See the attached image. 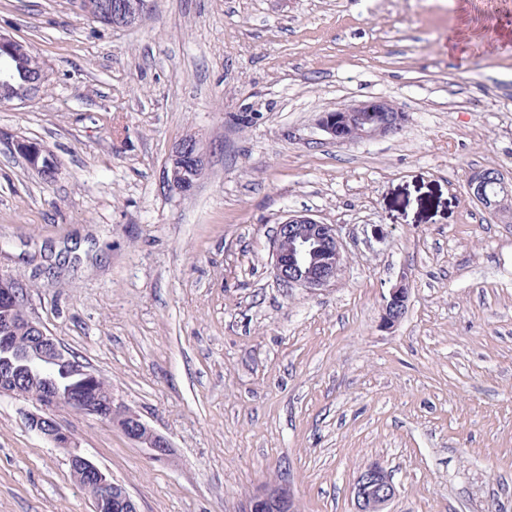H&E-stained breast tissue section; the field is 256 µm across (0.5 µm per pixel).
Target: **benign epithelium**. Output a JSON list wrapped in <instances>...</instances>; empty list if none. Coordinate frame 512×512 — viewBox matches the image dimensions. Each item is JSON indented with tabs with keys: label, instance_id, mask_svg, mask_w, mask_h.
Listing matches in <instances>:
<instances>
[{
	"label": "benign epithelium",
	"instance_id": "obj_1",
	"mask_svg": "<svg viewBox=\"0 0 512 512\" xmlns=\"http://www.w3.org/2000/svg\"><path fill=\"white\" fill-rule=\"evenodd\" d=\"M150 10V0H106L103 13L112 17L115 28L130 27L141 22ZM14 36L0 33V85H9L6 59L13 55ZM405 114L394 103L372 98L350 107L325 112L320 126L338 143L371 139L399 129ZM205 167V153L196 137L187 135L172 148L166 168L170 190L187 193L197 184L196 171ZM471 195L486 209L512 219L508 202L512 201V185L502 174L478 172L468 181ZM273 269L276 280L285 288H305L309 291L325 288L336 282L345 265L343 242L334 224H325L307 212H293L277 225L271 239ZM408 289L401 284L389 293L383 308L382 325L392 328L406 310ZM32 336L26 341L29 372L34 380L47 370L61 365H73L84 381L93 384L96 372L67 354V348L49 336L37 321L30 322ZM19 373L10 361L0 366V393L16 391ZM35 410L24 414L27 426L49 439L58 448L69 450L70 473L82 487H93L100 504L112 512H139L137 503L125 486L103 472L88 458L72 450L70 434L54 417L59 396L46 392L28 395ZM84 415L119 428L130 440L148 451L150 458L160 463L174 459V449L168 438L152 428L135 410L118 401L112 393L96 405L81 409ZM396 495L391 475L385 467L374 462L361 470L354 481L355 512H388L387 507ZM241 512H296V503L288 485L274 481L253 493Z\"/></svg>",
	"mask_w": 512,
	"mask_h": 512
}]
</instances>
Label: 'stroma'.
Listing matches in <instances>:
<instances>
[{
  "label": "stroma",
  "instance_id": "obj_1",
  "mask_svg": "<svg viewBox=\"0 0 512 512\" xmlns=\"http://www.w3.org/2000/svg\"><path fill=\"white\" fill-rule=\"evenodd\" d=\"M49 82L0 104V278L171 441L172 464L58 408L140 512H241L288 480L298 512H512V223L468 194L512 178V0H152L130 28L79 0H0ZM382 97L396 132L344 144L322 113ZM205 174L170 191L175 142ZM42 141L44 183L9 145ZM336 225L346 268L285 289L288 213ZM407 309L381 326L392 288ZM0 394V512H92L68 456ZM205 167V153L195 136L181 138L172 148L166 168V182L171 191L190 192L202 178L197 179L196 171ZM197 180V181H196ZM353 490L355 512H389L386 508L396 495L391 475L378 462L358 473Z\"/></svg>",
  "mask_w": 512,
  "mask_h": 512
}]
</instances>
